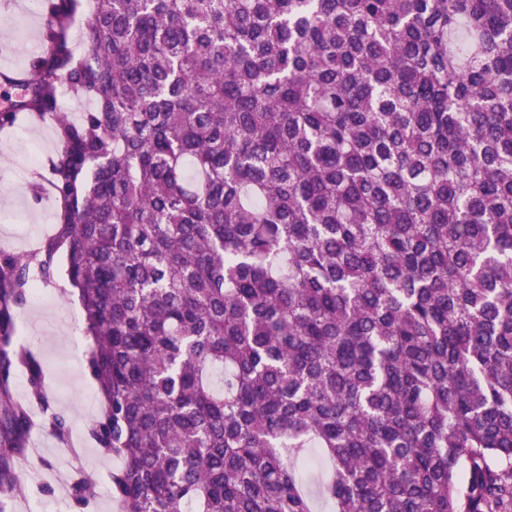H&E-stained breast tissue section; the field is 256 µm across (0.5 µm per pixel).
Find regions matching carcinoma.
<instances>
[{
  "label": "carcinoma",
  "mask_w": 512,
  "mask_h": 512,
  "mask_svg": "<svg viewBox=\"0 0 512 512\" xmlns=\"http://www.w3.org/2000/svg\"><path fill=\"white\" fill-rule=\"evenodd\" d=\"M92 2L0 71L57 140L54 232L0 254V512L19 367L68 434L15 326L61 253L120 512H312L305 448L334 512H512V0Z\"/></svg>",
  "instance_id": "1"
}]
</instances>
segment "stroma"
Instances as JSON below:
<instances>
[{
    "mask_svg": "<svg viewBox=\"0 0 512 512\" xmlns=\"http://www.w3.org/2000/svg\"><path fill=\"white\" fill-rule=\"evenodd\" d=\"M38 17L29 0L20 12L0 10V31L9 37L0 41V70H16L40 50L39 39L18 40L13 34L16 16ZM54 134L51 124L21 122L19 128H0V251L25 255L54 228L53 206L48 205L41 187L40 172L52 156ZM51 288L52 305L28 300L17 312L16 330L43 367L47 400L69 426L67 444L41 430L43 444L30 450L27 464L20 468L24 492L16 504L22 512H119L112 498L109 475L117 466L115 458L103 454L88 435L93 419L103 414V401L91 377L85 356L75 354L77 335L83 330L75 289L66 276V261L58 259ZM82 466L98 477L99 492L86 506H78L71 489V469Z\"/></svg>",
    "mask_w": 512,
    "mask_h": 512,
    "instance_id": "1",
    "label": "stroma"
}]
</instances>
